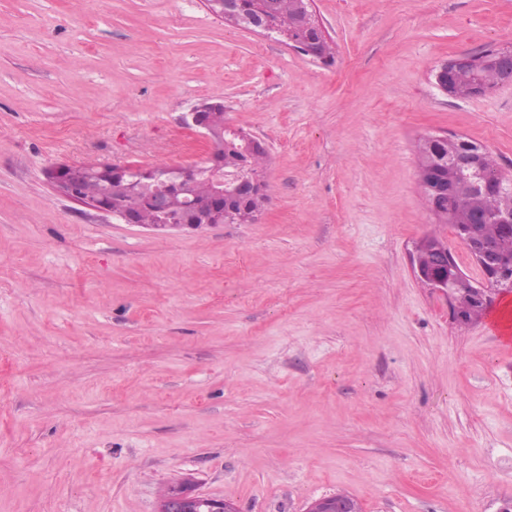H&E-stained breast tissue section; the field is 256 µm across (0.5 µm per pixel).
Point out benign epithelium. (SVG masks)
<instances>
[{
  "label": "benign epithelium",
  "mask_w": 512,
  "mask_h": 512,
  "mask_svg": "<svg viewBox=\"0 0 512 512\" xmlns=\"http://www.w3.org/2000/svg\"><path fill=\"white\" fill-rule=\"evenodd\" d=\"M208 11L233 25L248 29L258 34L265 33V24L257 16L248 17L241 9L240 0H205ZM298 18L316 33V40L312 41L310 53L319 55L321 48L328 44L322 25L309 11V2H298ZM481 67H490L498 72L496 84L487 85L476 77L465 88L455 81V73L459 70H476ZM436 82L441 91L458 98L468 99L484 96L503 85H512V45L505 44L496 47L491 55L462 54L440 65L436 73ZM203 106L198 105L181 116V123L195 130L205 141L213 142L212 131L206 120L203 119ZM448 145V153L456 156V165L448 168V183H435L433 172L428 171L420 180L428 189L431 207L436 212L451 209L458 184L457 167L466 166L481 169L484 167L486 152L460 151L461 139L442 138ZM213 181L215 193L222 197L239 188L241 181L224 172L220 164H213L206 170ZM83 174L77 165L62 164L52 166L47 176L57 191L65 196L70 195L71 183ZM457 241L466 246L467 251L478 265L482 281L476 282L469 278L455 264L448 242L441 237H424L414 246L411 253V267L416 279L425 287L448 296L450 316L456 323H461L458 312L453 307L456 293L463 288H470L476 293V299L485 301L482 293L484 288H498L512 284V259L502 255L489 240L479 236L472 229H459L453 231ZM186 502H193L206 509V512H234L232 504L226 501L208 499L193 495L187 490H175L166 493L160 512H179Z\"/></svg>",
  "instance_id": "obj_1"
}]
</instances>
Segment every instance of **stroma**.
Here are the masks:
<instances>
[{
    "label": "stroma",
    "instance_id": "35a3bbf8",
    "mask_svg": "<svg viewBox=\"0 0 512 512\" xmlns=\"http://www.w3.org/2000/svg\"><path fill=\"white\" fill-rule=\"evenodd\" d=\"M325 64L202 0H0V512H502L512 293L470 326L410 255L448 237L417 143L512 172V86L439 66L512 42V0H314ZM205 102L270 155L253 224L157 231L50 186L56 164H205ZM185 502H193L204 507L206 512H234L235 509L229 502L208 499L199 495H193L187 489L175 490L166 493L160 512H177Z\"/></svg>",
    "mask_w": 512,
    "mask_h": 512
}]
</instances>
